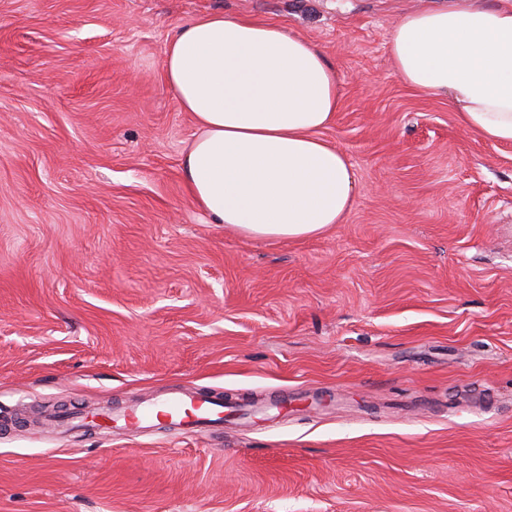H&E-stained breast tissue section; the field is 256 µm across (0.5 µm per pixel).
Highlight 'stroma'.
<instances>
[{
	"label": "stroma",
	"instance_id": "stroma-1",
	"mask_svg": "<svg viewBox=\"0 0 512 512\" xmlns=\"http://www.w3.org/2000/svg\"><path fill=\"white\" fill-rule=\"evenodd\" d=\"M441 0H0V512H512V144L395 75ZM220 11L320 45L343 223L258 240L189 198L162 76ZM278 418L72 433L174 392Z\"/></svg>",
	"mask_w": 512,
	"mask_h": 512
}]
</instances>
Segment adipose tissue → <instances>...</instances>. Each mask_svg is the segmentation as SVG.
Returning <instances> with one entry per match:
<instances>
[{
	"label": "adipose tissue",
	"mask_w": 512,
	"mask_h": 512,
	"mask_svg": "<svg viewBox=\"0 0 512 512\" xmlns=\"http://www.w3.org/2000/svg\"><path fill=\"white\" fill-rule=\"evenodd\" d=\"M388 54L405 85L447 98L462 126L512 143V4L449 0L411 13L392 29ZM162 69L197 130L182 158L184 184L214 223L288 240L343 222L357 177L322 136L341 81L319 45L265 21L209 13L177 27Z\"/></svg>",
	"instance_id": "1"
}]
</instances>
